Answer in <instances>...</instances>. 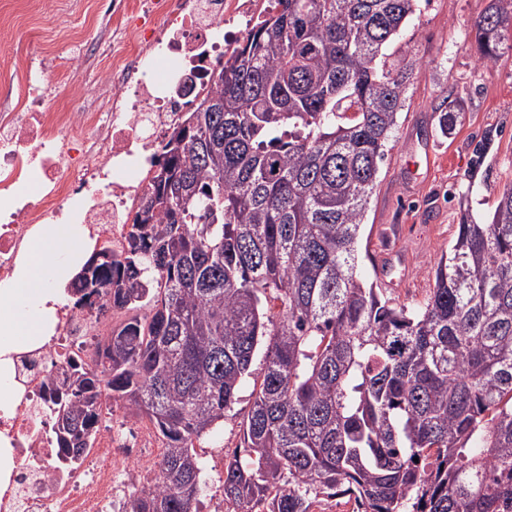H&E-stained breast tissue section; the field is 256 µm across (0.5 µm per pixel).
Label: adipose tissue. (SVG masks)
Returning a JSON list of instances; mask_svg holds the SVG:
<instances>
[{"mask_svg":"<svg viewBox=\"0 0 512 512\" xmlns=\"http://www.w3.org/2000/svg\"><path fill=\"white\" fill-rule=\"evenodd\" d=\"M80 234L78 225L53 224L31 243L13 287L0 290V355L39 337L51 313L48 302L57 296L56 283L73 265L68 255Z\"/></svg>","mask_w":512,"mask_h":512,"instance_id":"adipose-tissue-1","label":"adipose tissue"}]
</instances>
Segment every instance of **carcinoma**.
Wrapping results in <instances>:
<instances>
[{
    "label": "carcinoma",
    "instance_id": "1",
    "mask_svg": "<svg viewBox=\"0 0 512 512\" xmlns=\"http://www.w3.org/2000/svg\"><path fill=\"white\" fill-rule=\"evenodd\" d=\"M277 2L162 147L172 176L127 249L92 251L67 288L110 287L135 315L96 369L51 384L57 466L79 461L105 394L165 442L123 512H198L194 440L263 345L227 512H313L321 494L356 512H512V185L485 222L462 198L427 301L391 305L359 276V243L410 75L385 50L418 0ZM473 38L486 66L512 53V0H490ZM459 118L448 106L441 134Z\"/></svg>",
    "mask_w": 512,
    "mask_h": 512
}]
</instances>
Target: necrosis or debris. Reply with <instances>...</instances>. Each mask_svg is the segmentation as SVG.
<instances>
[{
    "instance_id": "obj_1",
    "label": "necrosis or debris",
    "mask_w": 512,
    "mask_h": 512,
    "mask_svg": "<svg viewBox=\"0 0 512 512\" xmlns=\"http://www.w3.org/2000/svg\"><path fill=\"white\" fill-rule=\"evenodd\" d=\"M276 0H89L90 23L112 24L95 56L112 71L106 106L54 109L53 46L0 65V82L19 90L0 106V288L11 286L31 240L48 224H77L84 245L124 251L148 192L154 154L181 122L178 87L192 70L231 54ZM122 311L97 295L90 307L58 306L55 332L12 353L13 407L0 411V512H121L154 459L130 435L112 428V402L76 466L60 470L46 418L45 388L59 367H92Z\"/></svg>"
}]
</instances>
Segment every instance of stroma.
Instances as JSON below:
<instances>
[{"mask_svg":"<svg viewBox=\"0 0 512 512\" xmlns=\"http://www.w3.org/2000/svg\"><path fill=\"white\" fill-rule=\"evenodd\" d=\"M489 2L420 0L390 46L406 57L413 72L364 221L360 271L398 305L427 300L433 269L457 233L460 199L468 198L483 215L494 208L504 185L512 183V53L486 67L473 46L472 25ZM0 14L23 22L36 15L37 26L23 25L24 39H33L39 30L53 33L55 66L61 76L85 86L84 104H94L98 89L90 86L84 70L71 67V34L81 22L77 14L39 12L36 0H0ZM452 103L462 117L444 137L438 116ZM483 140L488 150L475 171L473 149ZM263 368L264 355L256 353L238 403L214 433L194 443L206 466L200 512L223 508L224 461L243 448L240 423L250 406L253 378Z\"/></svg>","mask_w":512,"mask_h":512,"instance_id":"1","label":"stroma"}]
</instances>
